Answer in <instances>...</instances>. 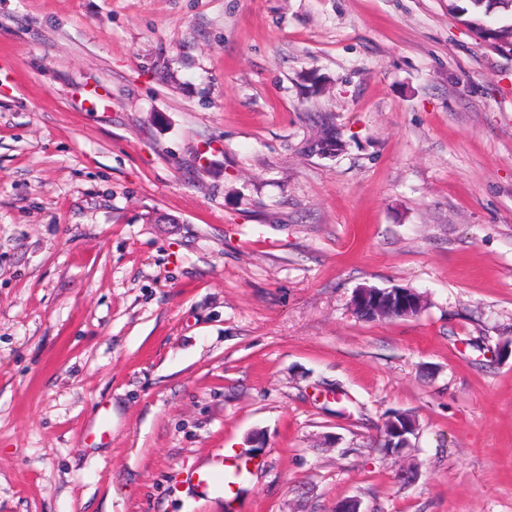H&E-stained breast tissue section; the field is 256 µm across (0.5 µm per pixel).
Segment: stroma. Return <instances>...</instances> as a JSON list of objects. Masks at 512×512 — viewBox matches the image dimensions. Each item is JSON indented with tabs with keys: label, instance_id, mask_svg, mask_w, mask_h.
Instances as JSON below:
<instances>
[{
	"label": "stroma",
	"instance_id": "35a3bbf8",
	"mask_svg": "<svg viewBox=\"0 0 512 512\" xmlns=\"http://www.w3.org/2000/svg\"><path fill=\"white\" fill-rule=\"evenodd\" d=\"M470 19L0 0V512H225L218 448L236 512H512V56ZM391 292L390 295L387 293ZM414 297L407 298L408 293L403 290L384 291L378 288H359L355 294L352 306L359 317H373L385 304H398L402 318L413 317L424 305L420 294L414 292ZM381 448H388L389 453L398 455L410 448V435L417 431L416 419L405 412H396L385 422Z\"/></svg>",
	"mask_w": 512,
	"mask_h": 512
}]
</instances>
